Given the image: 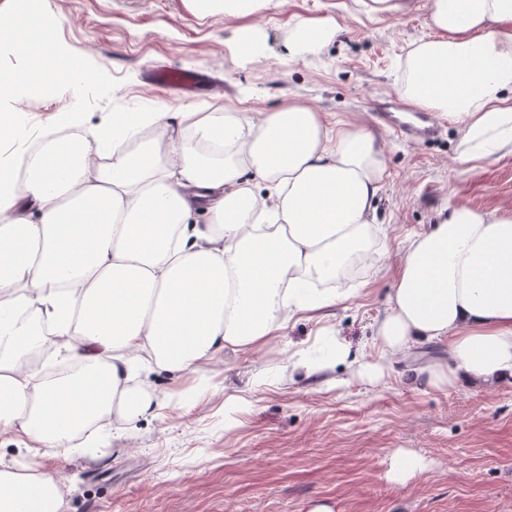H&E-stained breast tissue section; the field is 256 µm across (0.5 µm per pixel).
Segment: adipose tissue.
Returning <instances> with one entry per match:
<instances>
[{
  "label": "adipose tissue",
  "instance_id": "1",
  "mask_svg": "<svg viewBox=\"0 0 512 512\" xmlns=\"http://www.w3.org/2000/svg\"><path fill=\"white\" fill-rule=\"evenodd\" d=\"M429 9L436 35L410 52L405 96L459 124L462 162L512 153V0ZM2 36L50 74L40 17L1 22ZM60 128L50 118L35 154L0 164V433L27 437L32 458L0 465V512H63L40 459L83 456L113 419L158 416L131 379L201 372L347 301L317 283L361 249L384 172L371 129L307 105L255 123L149 102ZM378 335L387 355L446 344L430 386L512 381V215L456 206L417 234ZM48 347L64 367L51 378L24 362Z\"/></svg>",
  "mask_w": 512,
  "mask_h": 512
}]
</instances>
